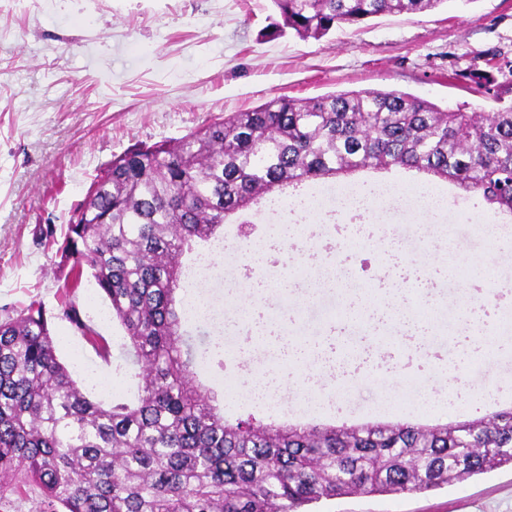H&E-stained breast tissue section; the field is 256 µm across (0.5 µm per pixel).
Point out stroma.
<instances>
[{
  "label": "stroma",
  "instance_id": "stroma-1",
  "mask_svg": "<svg viewBox=\"0 0 512 512\" xmlns=\"http://www.w3.org/2000/svg\"><path fill=\"white\" fill-rule=\"evenodd\" d=\"M277 20L271 0H0V318L40 302L52 317L58 357L91 399L136 391L114 373L125 358L121 330L92 278L64 290L71 265L44 238L65 232L114 156L280 96L396 89L466 112H489L512 99V0H446L318 40L278 31ZM476 70L489 74L490 93L472 88L467 75ZM366 183L400 193L434 190L440 207L364 210L338 229L318 215L291 241L263 210L226 221L225 243L263 258L261 266H240L205 300L223 310L237 359H226L205 319L189 318L183 330L206 351L196 380L216 393L227 420L443 427L512 407V298L490 310L468 299L470 291L512 279V249L475 241L470 226L512 225V216L402 169L310 181L272 199L286 206L320 187ZM463 212L469 224H455ZM357 224L377 233L370 250L360 249ZM422 224L433 231L430 242L417 238ZM386 252L405 264L406 275L422 272L434 307L401 292L402 276L386 274L380 262ZM335 262L358 269L363 291L314 285L304 275ZM65 301L90 334L61 317ZM352 309L362 312L364 331L351 356ZM412 310L425 324L429 355L416 345L407 358L380 348V336L408 340L394 315ZM296 339L315 347L321 371L289 367L291 381L256 402L251 384L287 367L282 348ZM100 340L110 357L99 355ZM462 350L471 356L469 373L453 398L443 399V371ZM322 512H512V469L415 496H347Z\"/></svg>",
  "mask_w": 512,
  "mask_h": 512
}]
</instances>
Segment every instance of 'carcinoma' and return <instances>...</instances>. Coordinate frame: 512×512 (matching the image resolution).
Returning <instances> with one entry per match:
<instances>
[{"label": "carcinoma", "instance_id": "1", "mask_svg": "<svg viewBox=\"0 0 512 512\" xmlns=\"http://www.w3.org/2000/svg\"><path fill=\"white\" fill-rule=\"evenodd\" d=\"M272 2L284 27L319 40L447 0ZM389 167L512 215V103L464 112L397 90L283 96L113 157L48 246L108 301L126 355L116 372L138 380L137 395L90 399L57 356L40 303L0 319V510L34 491L36 512H311L512 468V408L480 430L320 429L252 415L233 424L195 384L201 351L177 310L185 254L275 188Z\"/></svg>", "mask_w": 512, "mask_h": 512}]
</instances>
